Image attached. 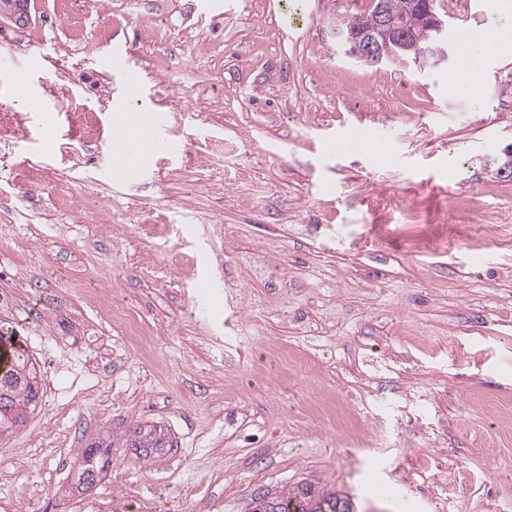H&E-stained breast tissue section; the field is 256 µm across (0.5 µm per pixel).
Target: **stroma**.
<instances>
[{
	"label": "stroma",
	"mask_w": 512,
	"mask_h": 512,
	"mask_svg": "<svg viewBox=\"0 0 512 512\" xmlns=\"http://www.w3.org/2000/svg\"><path fill=\"white\" fill-rule=\"evenodd\" d=\"M31 0L25 26L0 23L23 63L0 73V293L38 273L45 326L29 299L0 314L42 371L44 396L0 441V512H251L258 492L311 483L358 512H436L410 476L445 454L459 512H512V86L405 59L368 67L330 37L344 0ZM448 54L468 50L502 80L512 57L470 41L512 18L493 0H438ZM123 15L111 26L113 15ZM111 26L109 39L98 31ZM122 50L131 95L106 61ZM55 92V151L16 100ZM162 112L179 155L157 150L123 184L100 156L110 110ZM73 197L68 211L60 195ZM402 208L386 207L389 197ZM167 224L146 239L128 220ZM156 340L142 356L90 289ZM214 285L205 303L197 286ZM452 337L469 357L431 352ZM436 389L441 439L385 424L347 429L337 397ZM172 447L144 454L136 425ZM112 445L96 486L76 495L80 448Z\"/></svg>",
	"instance_id": "1"
}]
</instances>
